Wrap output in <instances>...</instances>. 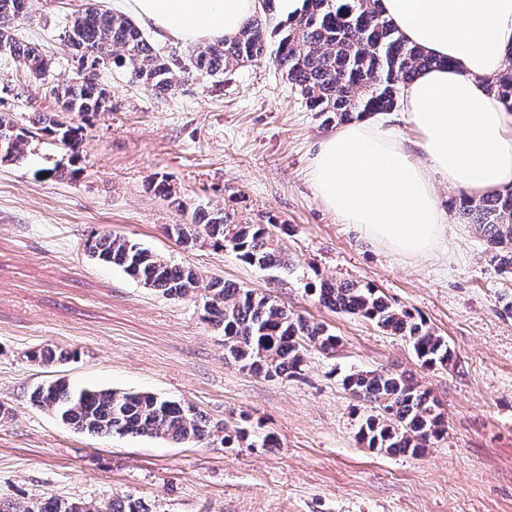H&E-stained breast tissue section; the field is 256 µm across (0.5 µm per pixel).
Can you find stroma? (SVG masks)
<instances>
[{
    "label": "stroma",
    "instance_id": "35a3bbf8",
    "mask_svg": "<svg viewBox=\"0 0 512 512\" xmlns=\"http://www.w3.org/2000/svg\"><path fill=\"white\" fill-rule=\"evenodd\" d=\"M86 0H28L23 38L47 55V84L71 76L60 38ZM108 112L59 114L82 127L71 158L53 137L0 163V500L19 506L57 497L110 502L126 494L153 512H512V276L489 262L487 242L454 203L460 186L434 187L446 227L433 256L396 254L317 198L310 164L336 133L271 64L236 66L217 78H179L157 95L112 70L98 73ZM11 58L0 57V112L33 126L55 101ZM168 179L172 198L154 193ZM223 207L237 224H284L293 271H264L231 249L188 247L165 228L195 207ZM107 229L189 265L204 284L169 298L121 269L87 257L88 234ZM271 294L324 324L340 345L305 354L301 375L266 378L224 355V332L204 317L207 281ZM378 288L422 316L453 352L427 368L409 344L373 322L323 307L319 280ZM69 353L41 366L27 354ZM406 374L428 389L448 425L421 455L387 454L358 439L367 403L342 380L357 370ZM144 391L227 425L274 433L275 448L220 442L97 436L33 406L39 385Z\"/></svg>",
    "mask_w": 512,
    "mask_h": 512
}]
</instances>
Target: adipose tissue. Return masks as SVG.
Masks as SVG:
<instances>
[{
	"label": "adipose tissue",
	"instance_id": "adipose-tissue-1",
	"mask_svg": "<svg viewBox=\"0 0 512 512\" xmlns=\"http://www.w3.org/2000/svg\"><path fill=\"white\" fill-rule=\"evenodd\" d=\"M159 37L213 42L237 33L257 0H109ZM399 34L440 66L402 94L419 132L405 144L374 122L340 129L312 161L317 197L344 222L391 250L423 256L445 227L435 181L484 194L512 185V112L488 83L512 46V0H382ZM422 162H414L412 152Z\"/></svg>",
	"mask_w": 512,
	"mask_h": 512
}]
</instances>
